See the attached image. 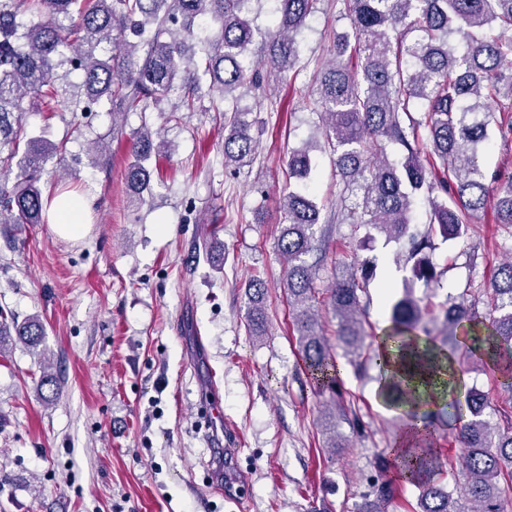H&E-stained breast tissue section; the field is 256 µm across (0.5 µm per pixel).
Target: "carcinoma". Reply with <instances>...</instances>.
Returning a JSON list of instances; mask_svg holds the SVG:
<instances>
[{"instance_id":"1","label":"carcinoma","mask_w":512,"mask_h":512,"mask_svg":"<svg viewBox=\"0 0 512 512\" xmlns=\"http://www.w3.org/2000/svg\"><path fill=\"white\" fill-rule=\"evenodd\" d=\"M252 0H0V167L14 172L12 185L0 183L1 224H43L53 198L63 190L39 186L46 163L67 166L59 146L30 137L19 151L23 104L35 106L58 93L56 83L72 72L82 83L62 100L74 112H94L102 101H118L128 112L157 108L176 90L189 107L201 80L224 96V166L249 161L258 147L262 121L252 108L228 104L236 92L266 93L271 82L287 77L301 61L298 35L319 0H276L272 29L264 33L265 55L255 62L246 53L260 30L247 18ZM352 32L336 37L331 59L316 77L315 103L323 123L320 138L329 151L342 191L351 200L348 218L354 237L350 261L338 262L335 281L323 288L317 267L318 233L325 223L305 190L283 201L284 221L277 238L286 264L283 287L298 333L299 372L324 398L322 416L336 444V421L357 417L344 400L336 359L325 336L319 309L325 294L337 321L336 339L353 349L357 372L374 365L384 377V401L402 408L398 431L413 433V448L400 449L403 478L416 484L414 512H504L512 502V410L492 407L477 389L457 397V377L478 365L493 376L495 388L512 402V256L494 272L490 286L463 289L441 307L442 329L428 324L433 309L411 288L391 300L390 337L404 373L385 374L390 360L365 343L368 286L377 258L357 259L362 244L380 235L385 243L407 239L411 279L437 281L427 250L439 236L448 242L468 235L472 221L493 206L496 223L512 232V173L497 175L495 192L478 163L490 147L488 128L512 141V118L497 119L492 104L512 112V0H349ZM219 26L220 39L198 61L189 45L199 38L200 22ZM419 32L416 39L408 38ZM112 55L97 57L102 43ZM425 103L419 116L415 101ZM395 144L401 159L391 162L386 147ZM306 141L288 154L289 175L311 170ZM134 161L125 178L131 203H145L152 154L167 152L163 141L143 127L129 135ZM428 203L427 229L411 230L416 196ZM267 285L258 276L248 284V316L255 335L265 332ZM15 335L26 344L44 336L37 318L14 328L0 321V344ZM462 337V355L448 349V338ZM494 408L499 421L484 419ZM458 422L466 483L454 496L448 482L423 479L431 469L453 466L434 456L439 425ZM397 494L394 481L377 479L357 512H388Z\"/></svg>"}]
</instances>
